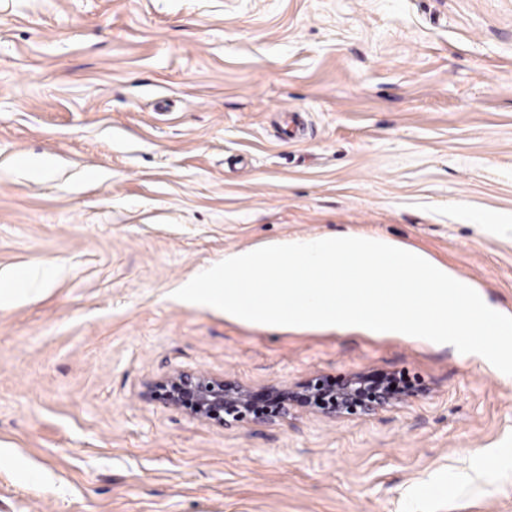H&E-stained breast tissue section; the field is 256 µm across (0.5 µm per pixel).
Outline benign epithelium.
I'll return each mask as SVG.
<instances>
[{
    "label": "benign epithelium",
    "mask_w": 512,
    "mask_h": 512,
    "mask_svg": "<svg viewBox=\"0 0 512 512\" xmlns=\"http://www.w3.org/2000/svg\"><path fill=\"white\" fill-rule=\"evenodd\" d=\"M151 390L172 408H184L198 419L224 425L247 417L263 422L282 420L294 406H312L315 399L327 393L324 380L318 377L289 390L273 386L271 391L280 397V405L274 413L264 414L252 412L253 399L246 388L195 372L179 371L153 384ZM359 392L358 378H347L334 390L330 401L321 403L318 411L330 418L366 416L393 402L385 391H376L367 398L359 397Z\"/></svg>",
    "instance_id": "obj_1"
}]
</instances>
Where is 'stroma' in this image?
<instances>
[{"instance_id": "stroma-1", "label": "stroma", "mask_w": 512, "mask_h": 512, "mask_svg": "<svg viewBox=\"0 0 512 512\" xmlns=\"http://www.w3.org/2000/svg\"><path fill=\"white\" fill-rule=\"evenodd\" d=\"M337 232L512 312V0H0V272L55 273L0 307V512H512V382L478 357L173 296ZM176 371L419 391L225 427L148 395Z\"/></svg>"}]
</instances>
